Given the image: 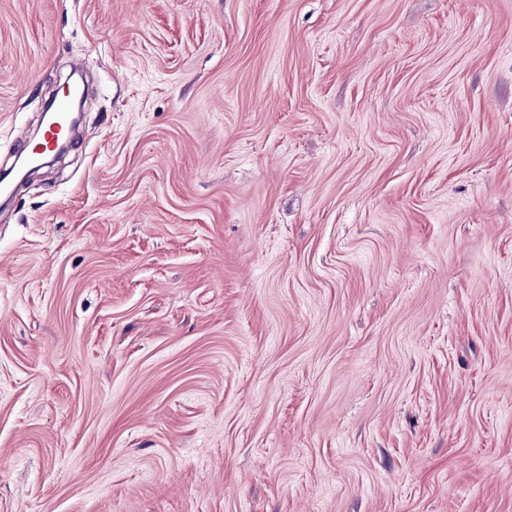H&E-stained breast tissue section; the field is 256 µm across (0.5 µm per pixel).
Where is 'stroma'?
Instances as JSON below:
<instances>
[{
  "mask_svg": "<svg viewBox=\"0 0 512 512\" xmlns=\"http://www.w3.org/2000/svg\"><path fill=\"white\" fill-rule=\"evenodd\" d=\"M0 512H512V0H0ZM67 111L68 98L58 99L55 104V121L58 122L60 126L49 128L48 130H46L42 138L39 141H37L34 145V141H32L27 136L21 135L18 140L21 141V143L25 147V149H23V152L26 153L27 155L32 154L37 156L41 152L49 151L54 146L56 141L60 137H62L67 131Z\"/></svg>",
  "mask_w": 512,
  "mask_h": 512,
  "instance_id": "1",
  "label": "stroma"
}]
</instances>
